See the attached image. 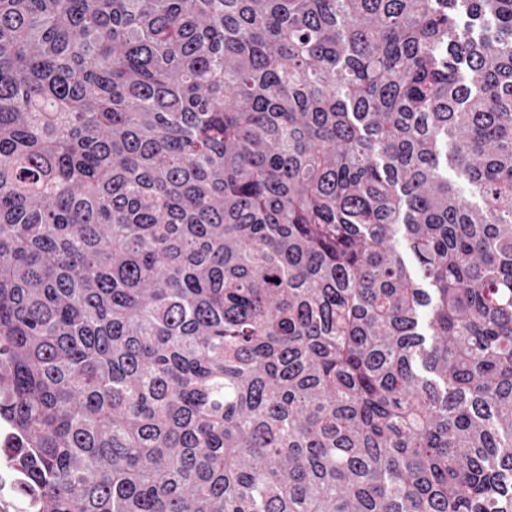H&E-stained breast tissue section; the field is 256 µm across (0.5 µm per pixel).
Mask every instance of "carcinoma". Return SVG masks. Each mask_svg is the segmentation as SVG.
<instances>
[{
  "label": "carcinoma",
  "instance_id": "carcinoma-1",
  "mask_svg": "<svg viewBox=\"0 0 512 512\" xmlns=\"http://www.w3.org/2000/svg\"><path fill=\"white\" fill-rule=\"evenodd\" d=\"M0 423L24 512H512V0H0Z\"/></svg>",
  "mask_w": 512,
  "mask_h": 512
}]
</instances>
